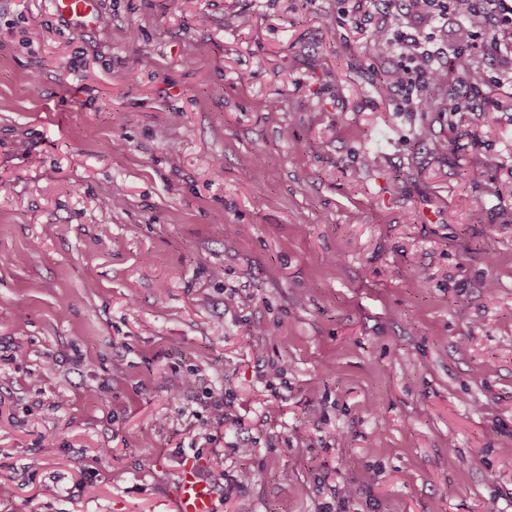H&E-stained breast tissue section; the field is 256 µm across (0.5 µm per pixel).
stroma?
<instances>
[{
  "label": "stroma",
  "instance_id": "1",
  "mask_svg": "<svg viewBox=\"0 0 512 512\" xmlns=\"http://www.w3.org/2000/svg\"><path fill=\"white\" fill-rule=\"evenodd\" d=\"M360 5L0 0V512H512V95L378 91ZM54 9L66 18L75 29H82L95 22L98 0H54ZM216 494L192 460L179 472L172 493L175 512H215Z\"/></svg>",
  "mask_w": 512,
  "mask_h": 512
}]
</instances>
